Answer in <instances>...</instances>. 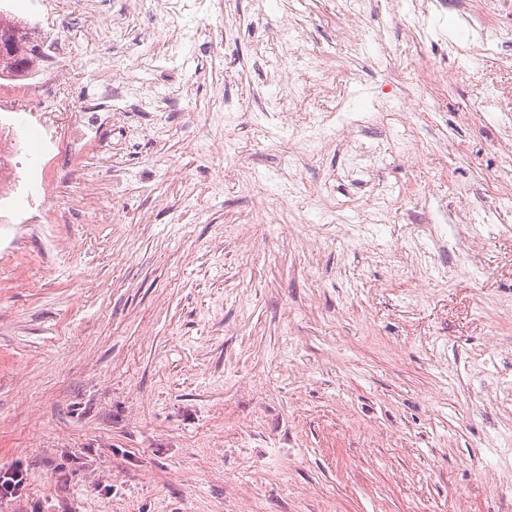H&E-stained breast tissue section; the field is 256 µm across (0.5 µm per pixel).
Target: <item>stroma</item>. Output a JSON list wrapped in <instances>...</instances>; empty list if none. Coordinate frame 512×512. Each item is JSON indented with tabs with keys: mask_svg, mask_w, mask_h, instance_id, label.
<instances>
[{
	"mask_svg": "<svg viewBox=\"0 0 512 512\" xmlns=\"http://www.w3.org/2000/svg\"><path fill=\"white\" fill-rule=\"evenodd\" d=\"M412 2L205 0L176 49L169 0H0L63 48L72 111L112 114L71 171L54 103L0 83V469L25 479L0 512H512V31ZM336 57L330 98L309 61ZM424 59L450 82L421 87ZM302 98L373 118L312 153ZM439 215L467 264L414 243ZM323 90L327 95L338 96L352 80L351 72L344 64L327 68L323 78Z\"/></svg>",
	"mask_w": 512,
	"mask_h": 512,
	"instance_id": "1",
	"label": "stroma"
}]
</instances>
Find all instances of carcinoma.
I'll return each mask as SVG.
<instances>
[{
    "label": "carcinoma",
    "mask_w": 512,
    "mask_h": 512,
    "mask_svg": "<svg viewBox=\"0 0 512 512\" xmlns=\"http://www.w3.org/2000/svg\"><path fill=\"white\" fill-rule=\"evenodd\" d=\"M13 37V62L0 59L1 80L27 79L35 73L38 63L44 57L43 40L38 32L0 10V41L4 36Z\"/></svg>",
    "instance_id": "1"
}]
</instances>
